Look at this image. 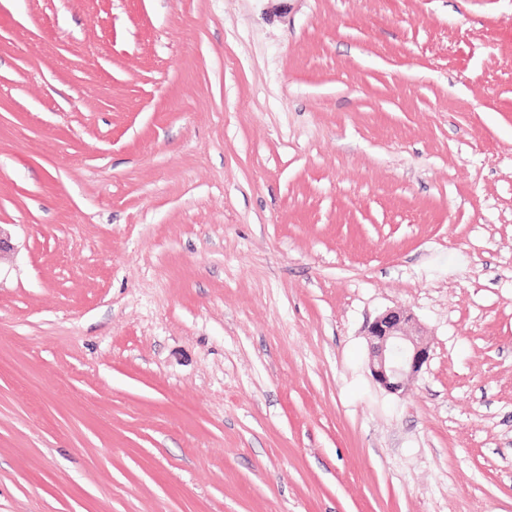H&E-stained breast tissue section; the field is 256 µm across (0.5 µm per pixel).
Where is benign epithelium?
<instances>
[{"mask_svg":"<svg viewBox=\"0 0 512 512\" xmlns=\"http://www.w3.org/2000/svg\"><path fill=\"white\" fill-rule=\"evenodd\" d=\"M366 332L373 379L387 392L405 395L430 358L414 315L401 307L388 309L367 325Z\"/></svg>","mask_w":512,"mask_h":512,"instance_id":"7a95c632","label":"benign epithelium"}]
</instances>
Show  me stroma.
<instances>
[{"label":"stroma","instance_id":"35a3bbf8","mask_svg":"<svg viewBox=\"0 0 512 512\" xmlns=\"http://www.w3.org/2000/svg\"><path fill=\"white\" fill-rule=\"evenodd\" d=\"M0 229V512H512V0H0ZM419 329L414 315L401 307L386 310L366 327L371 375L391 394L405 395L430 358Z\"/></svg>","mask_w":512,"mask_h":512}]
</instances>
